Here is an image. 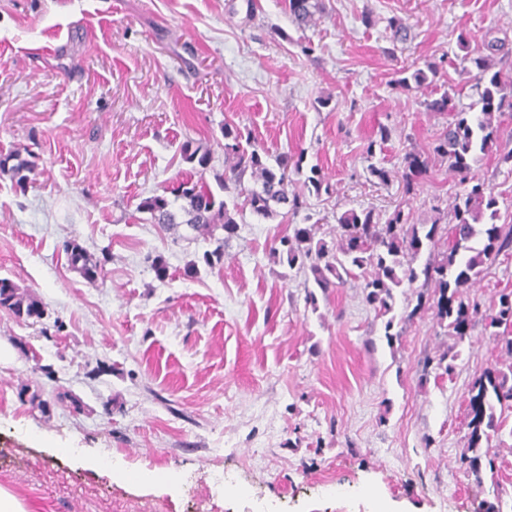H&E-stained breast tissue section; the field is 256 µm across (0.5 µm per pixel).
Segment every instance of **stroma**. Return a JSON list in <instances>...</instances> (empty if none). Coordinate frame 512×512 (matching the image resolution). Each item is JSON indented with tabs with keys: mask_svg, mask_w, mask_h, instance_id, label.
<instances>
[{
	"mask_svg": "<svg viewBox=\"0 0 512 512\" xmlns=\"http://www.w3.org/2000/svg\"><path fill=\"white\" fill-rule=\"evenodd\" d=\"M255 4L0 0V151L34 153L36 179L0 176V278L45 310L0 309V486L28 512H251L257 497L275 512H512V409L482 484L458 464L468 390L501 356L488 331L457 344L452 375L424 374L453 342L416 289L397 296L411 320L390 344L360 279L306 305L304 274L271 255L280 218L244 213L221 264L189 277L213 241L137 210L192 174L185 141L209 148L206 180L223 173L229 125L319 168L329 192L293 218L317 237L365 207L448 224L464 186L447 163L413 192L402 181L404 154L428 153L448 116L424 111L430 85L396 81L483 56L488 33L512 47V0H319L306 26L287 0ZM393 17L409 28L397 45ZM382 125L390 140L367 154ZM475 174L512 224V168ZM73 243L101 261L95 281L70 266ZM505 288L512 256L462 298L485 311Z\"/></svg>",
	"mask_w": 512,
	"mask_h": 512,
	"instance_id": "obj_1",
	"label": "stroma"
}]
</instances>
